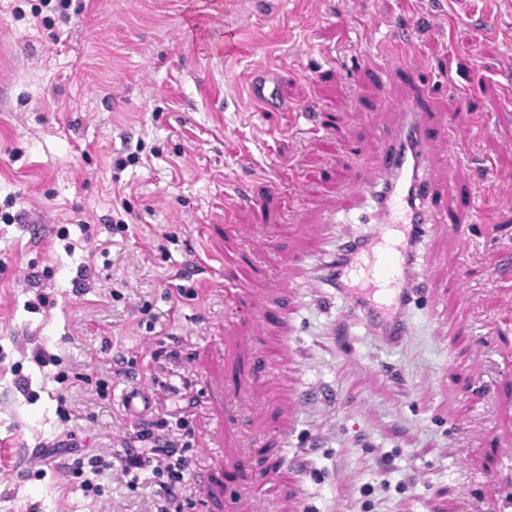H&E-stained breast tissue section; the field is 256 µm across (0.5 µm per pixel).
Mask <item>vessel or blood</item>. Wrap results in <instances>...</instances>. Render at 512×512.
<instances>
[{
  "label": "vessel or blood",
  "instance_id": "vessel-or-blood-1",
  "mask_svg": "<svg viewBox=\"0 0 512 512\" xmlns=\"http://www.w3.org/2000/svg\"><path fill=\"white\" fill-rule=\"evenodd\" d=\"M379 50L398 67L391 81L399 93L390 103L393 122L378 125V164L359 186L347 190L349 208L365 204L360 218L366 234L331 252L323 277L359 310L369 334L396 342L410 335V307L424 263L422 248L437 224H459L473 202L439 193L438 178L453 179L452 167L440 166L453 154L445 122L421 83L410 76L412 40L392 34Z\"/></svg>",
  "mask_w": 512,
  "mask_h": 512
}]
</instances>
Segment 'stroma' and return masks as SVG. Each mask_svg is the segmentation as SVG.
Returning a JSON list of instances; mask_svg holds the SVG:
<instances>
[{"label":"stroma","mask_w":512,"mask_h":512,"mask_svg":"<svg viewBox=\"0 0 512 512\" xmlns=\"http://www.w3.org/2000/svg\"><path fill=\"white\" fill-rule=\"evenodd\" d=\"M402 2L72 0L45 23L39 0H0V512H155L152 473L121 476L136 389L191 443L178 512H211L220 463L247 512H512V0ZM393 31L417 40L411 67L451 116L454 175L483 219L433 227L397 344L312 282L260 328L291 258L314 266L364 230L318 214L393 118L374 109L394 94L377 52ZM267 67L282 102L328 126L303 134L250 103ZM236 187L265 203L228 225ZM116 214L127 231H109ZM206 245L247 279L246 305L193 263ZM58 442L74 453L45 460ZM96 454L97 496L68 469Z\"/></svg>","instance_id":"1"}]
</instances>
